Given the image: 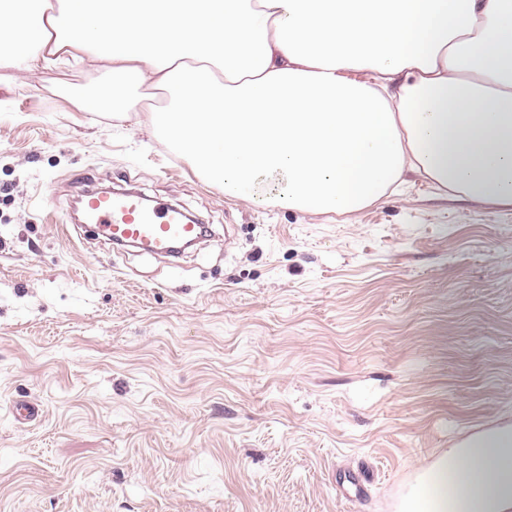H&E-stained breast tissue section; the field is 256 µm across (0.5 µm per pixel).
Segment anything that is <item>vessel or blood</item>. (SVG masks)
<instances>
[{
    "instance_id": "vessel-or-blood-1",
    "label": "vessel or blood",
    "mask_w": 512,
    "mask_h": 512,
    "mask_svg": "<svg viewBox=\"0 0 512 512\" xmlns=\"http://www.w3.org/2000/svg\"><path fill=\"white\" fill-rule=\"evenodd\" d=\"M85 223L96 225L104 243L136 244L153 254L175 255L181 244L198 241L203 227L189 223L184 213L163 205L147 207L128 194H86Z\"/></svg>"
}]
</instances>
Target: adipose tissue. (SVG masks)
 Returning a JSON list of instances; mask_svg holds the SVG:
<instances>
[{"mask_svg":"<svg viewBox=\"0 0 512 512\" xmlns=\"http://www.w3.org/2000/svg\"><path fill=\"white\" fill-rule=\"evenodd\" d=\"M89 49L120 111L164 93L148 128L227 197L350 215L414 177L512 210V0H0L16 65ZM401 512H512V428L442 452Z\"/></svg>","mask_w":512,"mask_h":512,"instance_id":"ef3b65f1","label":"adipose tissue"}]
</instances>
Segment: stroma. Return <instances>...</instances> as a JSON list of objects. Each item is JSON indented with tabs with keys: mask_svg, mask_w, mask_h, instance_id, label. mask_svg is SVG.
Listing matches in <instances>:
<instances>
[{
	"mask_svg": "<svg viewBox=\"0 0 512 512\" xmlns=\"http://www.w3.org/2000/svg\"><path fill=\"white\" fill-rule=\"evenodd\" d=\"M111 89L0 68V512H395L512 422V212L423 183L343 217L234 200L145 113L83 107ZM100 187L208 235L109 248L74 219Z\"/></svg>",
	"mask_w": 512,
	"mask_h": 512,
	"instance_id": "obj_1",
	"label": "stroma"
}]
</instances>
